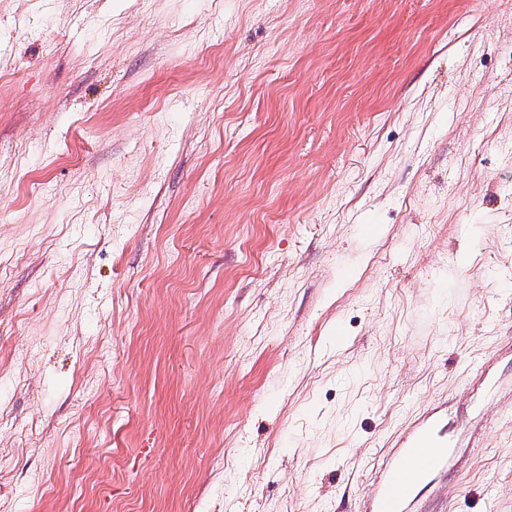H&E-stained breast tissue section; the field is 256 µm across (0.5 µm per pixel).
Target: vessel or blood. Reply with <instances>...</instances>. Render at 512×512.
I'll list each match as a JSON object with an SVG mask.
<instances>
[{
	"mask_svg": "<svg viewBox=\"0 0 512 512\" xmlns=\"http://www.w3.org/2000/svg\"><path fill=\"white\" fill-rule=\"evenodd\" d=\"M461 418L434 406L408 422L379 471L366 512H417L420 497L458 464Z\"/></svg>",
	"mask_w": 512,
	"mask_h": 512,
	"instance_id": "1",
	"label": "vessel or blood"
}]
</instances>
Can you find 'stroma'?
<instances>
[{"mask_svg":"<svg viewBox=\"0 0 512 512\" xmlns=\"http://www.w3.org/2000/svg\"><path fill=\"white\" fill-rule=\"evenodd\" d=\"M512 378V0H0V512H364ZM424 512H512V402ZM465 429L442 405L408 422L375 477L366 512H416L420 496L457 466L455 448Z\"/></svg>","mask_w":512,"mask_h":512,"instance_id":"stroma-1","label":"stroma"}]
</instances>
